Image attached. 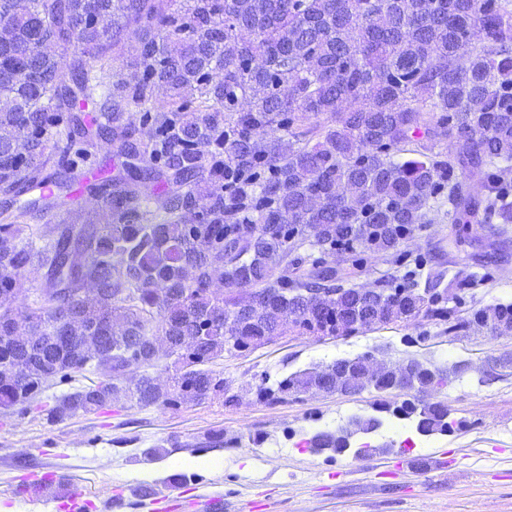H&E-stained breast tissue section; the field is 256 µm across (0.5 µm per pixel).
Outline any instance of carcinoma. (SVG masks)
<instances>
[{
    "label": "carcinoma",
    "instance_id": "carcinoma-1",
    "mask_svg": "<svg viewBox=\"0 0 512 512\" xmlns=\"http://www.w3.org/2000/svg\"><path fill=\"white\" fill-rule=\"evenodd\" d=\"M0 410L95 364L59 422L125 397L174 405L224 393L207 365L288 325L324 336L408 319L481 278L443 268L361 297L330 257L399 251L433 203L448 223L512 224V0H0ZM137 37L132 80L114 70ZM465 65H459L460 58ZM148 129V139L137 138ZM455 144L434 150L441 137ZM121 159L85 184L93 216L46 220L85 179L88 149ZM416 154L422 159H402ZM488 169L470 184L462 174ZM51 181L50 195L37 189ZM323 257L303 268L297 252ZM43 270L35 292L26 267ZM224 284L225 291L213 288ZM512 332V302L448 323ZM173 359L162 385L130 367ZM369 357L295 372L258 396L385 392ZM417 392L444 372L411 358ZM374 410L445 434L443 402ZM377 416L321 431L341 453Z\"/></svg>",
    "mask_w": 512,
    "mask_h": 512
}]
</instances>
